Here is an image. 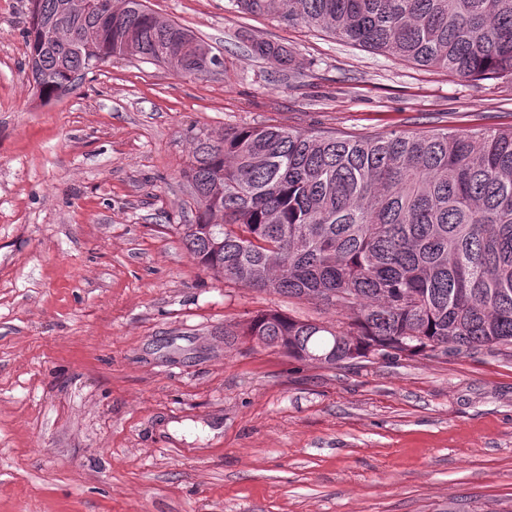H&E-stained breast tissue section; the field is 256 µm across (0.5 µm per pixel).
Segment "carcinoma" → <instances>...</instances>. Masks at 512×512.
I'll list each match as a JSON object with an SVG mask.
<instances>
[{
  "instance_id": "obj_1",
  "label": "carcinoma",
  "mask_w": 512,
  "mask_h": 512,
  "mask_svg": "<svg viewBox=\"0 0 512 512\" xmlns=\"http://www.w3.org/2000/svg\"><path fill=\"white\" fill-rule=\"evenodd\" d=\"M30 85L68 95L99 58L138 56L201 78L223 57L146 0H34ZM399 61L471 79L512 76V0H235ZM260 59L288 50L256 41ZM182 177L198 212L181 242L206 272L331 308L277 310L236 332L336 366L376 354L512 356V129L344 136L276 126L196 141Z\"/></svg>"
}]
</instances>
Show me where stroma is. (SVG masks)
Wrapping results in <instances>:
<instances>
[{
  "mask_svg": "<svg viewBox=\"0 0 512 512\" xmlns=\"http://www.w3.org/2000/svg\"><path fill=\"white\" fill-rule=\"evenodd\" d=\"M27 4L0 0V512H512V358L295 361L224 329L336 312L204 272L180 241L194 138L506 130L512 79L422 69L233 0H148L223 68L115 57L44 104ZM252 52L260 59L280 65H288V50L285 46L272 41H256L251 44Z\"/></svg>",
  "mask_w": 512,
  "mask_h": 512,
  "instance_id": "35a3bbf8",
  "label": "stroma"
}]
</instances>
